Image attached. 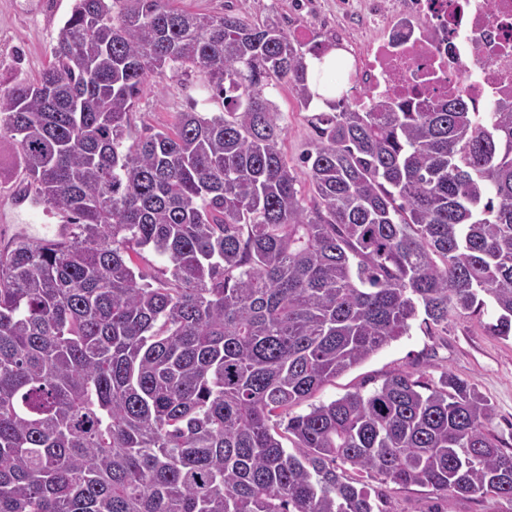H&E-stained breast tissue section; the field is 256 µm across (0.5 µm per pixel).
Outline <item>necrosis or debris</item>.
Returning <instances> with one entry per match:
<instances>
[{
  "instance_id": "1",
  "label": "necrosis or debris",
  "mask_w": 512,
  "mask_h": 512,
  "mask_svg": "<svg viewBox=\"0 0 512 512\" xmlns=\"http://www.w3.org/2000/svg\"><path fill=\"white\" fill-rule=\"evenodd\" d=\"M344 0L381 30L356 62L360 97L512 101V0Z\"/></svg>"
}]
</instances>
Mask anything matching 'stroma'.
Segmentation results:
<instances>
[{"label": "stroma", "mask_w": 512, "mask_h": 512, "mask_svg": "<svg viewBox=\"0 0 512 512\" xmlns=\"http://www.w3.org/2000/svg\"><path fill=\"white\" fill-rule=\"evenodd\" d=\"M308 11L307 0H176L178 7L201 14L238 15L250 20L269 17L288 21L290 27L312 29L336 25V0H317ZM74 0H0V86L36 80L52 61L51 48L59 28L69 17ZM266 94L284 116L280 143L299 184L307 175L300 159L315 138L311 110L298 108L288 84L279 82ZM221 99L198 69L164 71L143 86L130 116V133L147 127H170L178 113L196 110L218 113ZM26 175L13 140L0 138V222L7 235L0 248L14 239H32L28 207L17 199L26 192ZM449 371L470 383L492 404V428L504 446H512V338L491 335L477 317L449 314L447 331L414 320L407 336L379 350L364 363L326 383L314 396L328 402L356 390L370 392L396 373L439 376ZM371 496L383 512H512V505L492 496L470 499L442 498L430 489L402 487L375 476L368 478Z\"/></svg>", "instance_id": "1"}]
</instances>
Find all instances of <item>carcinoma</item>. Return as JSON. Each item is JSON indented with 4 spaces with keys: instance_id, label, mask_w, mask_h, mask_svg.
<instances>
[{
    "instance_id": "obj_1",
    "label": "carcinoma",
    "mask_w": 512,
    "mask_h": 512,
    "mask_svg": "<svg viewBox=\"0 0 512 512\" xmlns=\"http://www.w3.org/2000/svg\"><path fill=\"white\" fill-rule=\"evenodd\" d=\"M171 2L75 0L50 66L0 91V135L71 219L0 251V512H375L366 475L512 504L493 407L448 371L294 412L421 312L512 336V103L341 99L304 191L265 89L309 107L305 53ZM190 67L224 112L127 142L142 86Z\"/></svg>"
}]
</instances>
